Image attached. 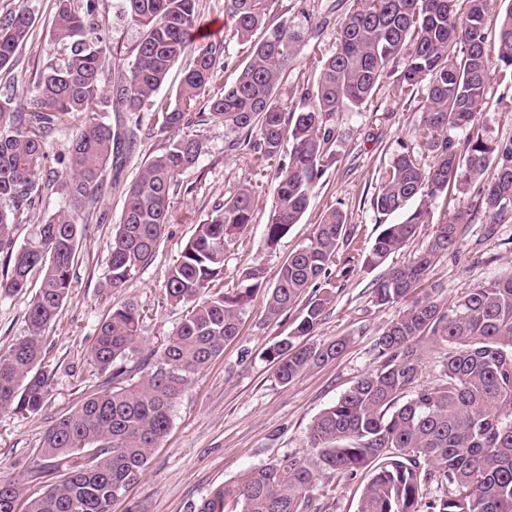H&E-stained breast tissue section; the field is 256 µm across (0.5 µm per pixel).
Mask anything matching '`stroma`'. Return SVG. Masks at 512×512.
<instances>
[{
  "instance_id": "stroma-1",
  "label": "stroma",
  "mask_w": 512,
  "mask_h": 512,
  "mask_svg": "<svg viewBox=\"0 0 512 512\" xmlns=\"http://www.w3.org/2000/svg\"><path fill=\"white\" fill-rule=\"evenodd\" d=\"M360 0H271L267 26L289 18L308 33V43L289 68L277 91L286 111L301 107V91L314 79L313 58L336 50L341 20ZM26 9L35 19L33 35L19 51L9 77L17 87L32 84L54 55L50 38L55 0H0V14ZM103 36L110 66L127 64L139 40V30L122 15L120 0H99ZM198 24L219 25L225 44L224 66L199 96L191 131L202 142L197 163L177 182L169 222L153 260L118 288L108 280V247L124 204L123 188L136 179L147 158L167 143L155 127L153 113L139 121L143 136L135 156L124 168L119 188L106 190L89 218L73 268L72 288L63 311L44 336L54 370L51 391L40 412H0V476L20 482L28 497L65 479L71 463H84L87 453L57 461L42 477H35L37 451L46 428L70 411L80 398L101 383L88 362L94 329L113 308L126 303L142 307L145 317L128 364L149 358L180 324L185 307L167 302L164 283L168 271L214 206L231 198L242 186H253V222L241 233L224 260V285L234 287L239 273L259 265L267 282L296 248L308 242L327 210L343 211L348 252L354 260L340 278L336 300L321 316L314 342L348 338L336 359L314 367L288 385L275 378L266 356L269 345L293 332L302 306L274 321L266 320V295L257 292L246 308L240 336L226 343L224 352L198 374L174 408L167 435L154 448L139 482L114 500L112 512H190L192 504L214 488L238 480L247 470L286 458L312 460L309 425L316 415L342 395L363 373L377 364L374 345L394 317L392 307L373 301V288L389 268L412 259L430 240L437 224L448 216L443 196L428 200L429 223L419 225L408 246L387 263L368 268L363 259L386 218L373 210L371 198L381 177L401 148L414 149L421 165L430 157L417 150L426 82L413 94L401 95L398 72L385 77L362 106L342 112L331 147L333 162L312 192L300 224L294 225L276 248L265 244V224L274 204L276 164L257 167L247 151L233 148L235 135L209 111L211 98L222 95L249 61L253 45L239 40L224 12V0H199ZM512 99V87L491 81L478 109L476 125L489 139H512V111L499 104ZM512 271V212L495 218L477 213L468 224L458 251L441 257L428 271L418 291L437 288L445 302L456 301L481 281ZM29 295L0 297V351H7L24 334L23 317Z\"/></svg>"
}]
</instances>
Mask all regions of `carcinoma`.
<instances>
[{"mask_svg":"<svg viewBox=\"0 0 512 512\" xmlns=\"http://www.w3.org/2000/svg\"><path fill=\"white\" fill-rule=\"evenodd\" d=\"M58 0L50 28L60 55L20 93L0 88V296L39 287L24 315L26 334L0 353V410L39 412L49 395L42 336L55 324L69 296L72 270L84 224L106 185L120 176L139 144L140 126L117 131L96 117L106 64L99 0ZM199 0H121L125 17L141 33L127 66L113 71L112 108L130 116L155 108L158 132L168 135L163 152L150 157L125 191L119 224L110 244L112 287L122 285L154 258L169 223L178 176L201 153L186 132L198 97L224 59L221 40L192 37ZM361 0L337 31V48L318 61L310 105L285 113L275 98L282 74L298 59L305 33L288 20L253 47L250 61L224 94L210 100L211 115L238 133L242 147L259 163L279 161L266 244L275 247L305 214L312 191L330 156L336 119L373 95L395 60H403L401 84L428 80L418 146L432 157L425 168L414 153L393 156L372 198L377 213L402 215L383 225L364 264L384 263L404 249L418 226L428 223L424 198L448 196L452 214L436 226L428 245L413 259L390 269L375 284L380 306H399L375 344L378 364L360 376L310 425L317 458L309 464L284 460L248 470L225 483L190 512H314L313 492L323 477L352 480L365 475L358 512H512V272L481 282L451 305L432 291L409 299L434 261L455 249L474 211L461 195L488 168L480 207L490 217L512 211V139L490 141L476 128L477 110L492 75L512 82V0L490 15L491 0ZM236 35L248 41L266 23L269 0H225ZM35 19L24 10L0 15V71L9 69L27 44ZM191 59L174 103L155 106L175 63ZM74 125L62 163L65 172L47 181L64 206L38 225L18 248L11 231L27 221L47 167V139L60 126ZM464 133L456 141L448 131ZM291 144L283 159L284 143ZM421 200L412 208L410 203ZM252 190L241 188L197 225L165 283L166 300L187 307L178 328L151 367L127 366L138 339L142 313L125 304L97 325L90 364L106 379L47 429L39 455L51 460L79 450L92 452L68 479L47 488L27 512H112V501L142 476L153 448L171 427L176 403L195 376L240 335L251 297L266 293L265 317H281L305 294L306 313L286 336L267 348L277 380L286 385L307 369L342 353L347 339L319 344L312 335L336 291L331 267L346 272L352 256L339 244L345 216L332 209L309 242L291 252L276 281L263 270H242L234 288H224V256L252 223ZM445 344L440 383L415 388L422 373L418 353L426 341ZM445 481L439 495L423 490ZM19 482L0 478V512H17Z\"/></svg>","mask_w":512,"mask_h":512,"instance_id":"obj_1","label":"carcinoma"}]
</instances>
